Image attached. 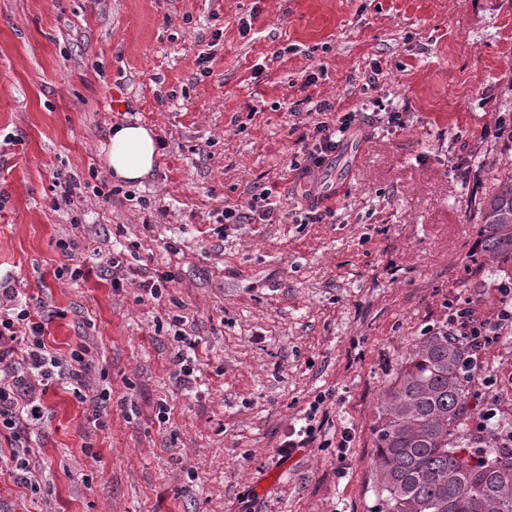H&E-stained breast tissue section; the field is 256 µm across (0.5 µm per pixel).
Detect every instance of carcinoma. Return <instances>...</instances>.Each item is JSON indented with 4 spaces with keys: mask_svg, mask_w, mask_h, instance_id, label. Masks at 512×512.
I'll use <instances>...</instances> for the list:
<instances>
[{
    "mask_svg": "<svg viewBox=\"0 0 512 512\" xmlns=\"http://www.w3.org/2000/svg\"><path fill=\"white\" fill-rule=\"evenodd\" d=\"M485 261L512 258V173L482 213ZM463 349L441 328L420 340L388 386L374 427L377 512H512V450L459 454Z\"/></svg>",
    "mask_w": 512,
    "mask_h": 512,
    "instance_id": "obj_1",
    "label": "carcinoma"
}]
</instances>
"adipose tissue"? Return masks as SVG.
<instances>
[{
  "label": "adipose tissue",
  "instance_id": "obj_1",
  "mask_svg": "<svg viewBox=\"0 0 512 512\" xmlns=\"http://www.w3.org/2000/svg\"><path fill=\"white\" fill-rule=\"evenodd\" d=\"M158 154L153 131L141 124L124 123L112 127L107 162L115 179L143 180L152 170Z\"/></svg>",
  "mask_w": 512,
  "mask_h": 512
}]
</instances>
